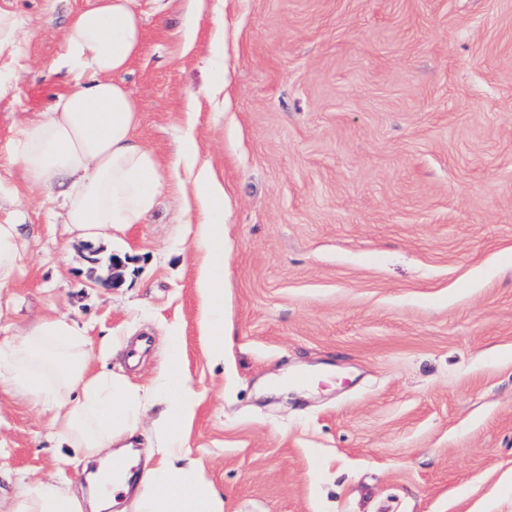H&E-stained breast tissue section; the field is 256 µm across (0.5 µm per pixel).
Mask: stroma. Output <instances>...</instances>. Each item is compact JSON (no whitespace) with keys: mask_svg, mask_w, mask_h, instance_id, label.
<instances>
[{"mask_svg":"<svg viewBox=\"0 0 512 512\" xmlns=\"http://www.w3.org/2000/svg\"><path fill=\"white\" fill-rule=\"evenodd\" d=\"M88 0H0V223L27 249L0 289V345L46 316L85 329L90 369L138 386L178 332L198 406L186 442L224 512H512V0H171L124 81L164 189L100 244V281L57 193L29 194L18 124ZM224 25V90L206 63ZM192 51H185L186 41ZM195 163L224 216V360L201 334ZM85 480L50 413L0 385V512L21 482ZM18 38L19 29L16 17L12 12L0 9V51L14 48Z\"/></svg>","mask_w":512,"mask_h":512,"instance_id":"stroma-1","label":"stroma"}]
</instances>
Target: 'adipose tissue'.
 <instances>
[{"instance_id": "adipose-tissue-1", "label": "adipose tissue", "mask_w": 512, "mask_h": 512, "mask_svg": "<svg viewBox=\"0 0 512 512\" xmlns=\"http://www.w3.org/2000/svg\"><path fill=\"white\" fill-rule=\"evenodd\" d=\"M60 59L69 87L53 106L20 123L14 157L30 190L69 184L64 220L76 238L108 241L140 223L162 188L161 164L137 138L139 106L123 76L144 51L139 0H90L72 13ZM191 192L200 207L197 288L201 329L212 358L224 356V189L198 170ZM84 330L63 318L40 320L0 347V382L53 414L62 448L112 463L124 475L116 493H134L139 512H224V496L185 450L197 397L182 370L180 336L169 338L168 362L152 385L138 387L89 371ZM150 417L156 463L138 488L125 472L143 417ZM68 482L21 485L12 512H84Z\"/></svg>"}]
</instances>
